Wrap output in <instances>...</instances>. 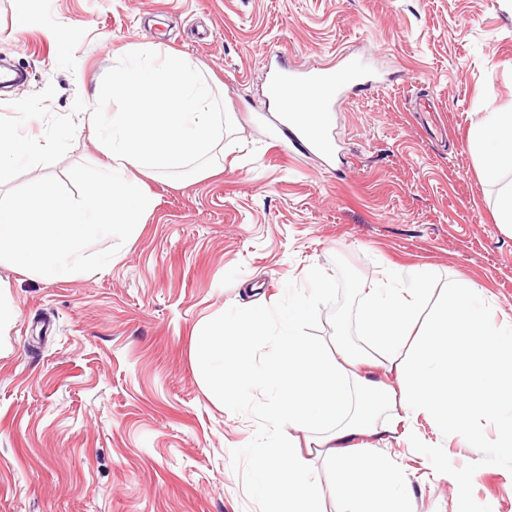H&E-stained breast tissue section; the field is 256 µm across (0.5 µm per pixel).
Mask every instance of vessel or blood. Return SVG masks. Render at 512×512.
<instances>
[{
  "label": "vessel or blood",
  "instance_id": "vessel-or-blood-1",
  "mask_svg": "<svg viewBox=\"0 0 512 512\" xmlns=\"http://www.w3.org/2000/svg\"><path fill=\"white\" fill-rule=\"evenodd\" d=\"M373 76L352 61L336 70L297 69L277 62L270 72L269 89L279 114V124L306 150L333 158L330 104L352 87L372 83Z\"/></svg>",
  "mask_w": 512,
  "mask_h": 512
}]
</instances>
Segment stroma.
<instances>
[{
    "label": "stroma",
    "instance_id": "stroma-1",
    "mask_svg": "<svg viewBox=\"0 0 512 512\" xmlns=\"http://www.w3.org/2000/svg\"><path fill=\"white\" fill-rule=\"evenodd\" d=\"M154 43L202 62L221 87L236 143L217 173L147 179L154 200L107 272L47 280L0 265L17 318L0 329V512H267L247 449L270 431L255 394L228 410L199 375L193 337L234 307L315 296L304 325L330 357L366 348L361 289L390 268L429 274L419 324L465 277L495 319L512 318V230L467 147L473 126L512 104V0H0V63L54 86L49 111L99 94L126 53ZM366 62L378 86L336 103L332 160L274 121L267 64ZM432 100L445 143L428 139L414 99ZM78 127L67 154L17 177L66 179L103 161ZM415 428L449 462L470 464L469 509L512 512V460ZM408 475L412 512H459L453 485L415 449L376 442Z\"/></svg>",
    "mask_w": 512,
    "mask_h": 512
}]
</instances>
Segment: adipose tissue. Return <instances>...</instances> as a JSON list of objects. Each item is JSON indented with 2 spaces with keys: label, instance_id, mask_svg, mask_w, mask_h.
I'll use <instances>...</instances> for the list:
<instances>
[{
  "label": "adipose tissue",
  "instance_id": "ef3b65f1",
  "mask_svg": "<svg viewBox=\"0 0 512 512\" xmlns=\"http://www.w3.org/2000/svg\"><path fill=\"white\" fill-rule=\"evenodd\" d=\"M468 149L485 180L499 188L497 222L512 229V106L489 113L472 130ZM427 285L425 271L390 269L365 290L362 327L382 357L381 368L393 377L389 384L369 374L349 379L305 336L314 302L300 292L289 293L284 305L228 310L222 323L196 336V367L216 397L230 395L239 405L256 389L268 396L265 414L277 431L248 450L254 490L268 512H319L321 490L301 452V432L329 433L340 512H411L407 475L358 443L377 435L410 443L468 505L471 470L448 466L438 448L416 437L422 415L435 421L441 436L475 448L484 442L481 425L493 424L498 454L512 458V321H492L485 290L461 281L419 336L413 365L403 364L398 350ZM266 339L272 349L265 362H246L249 348ZM383 407L391 416L378 427L372 418Z\"/></svg>",
  "mask_w": 512,
  "mask_h": 512
}]
</instances>
